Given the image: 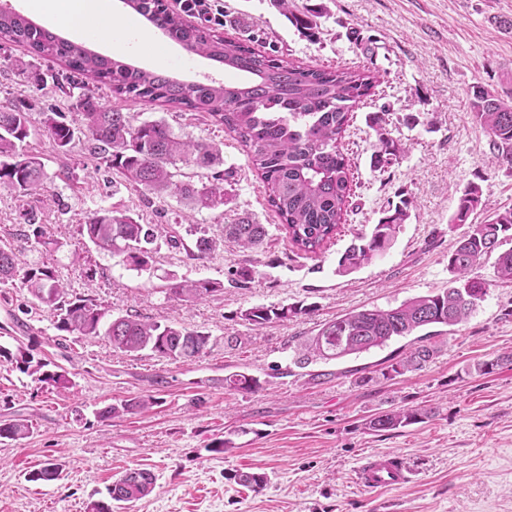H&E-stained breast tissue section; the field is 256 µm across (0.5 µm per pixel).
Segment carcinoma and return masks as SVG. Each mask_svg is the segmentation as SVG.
I'll return each mask as SVG.
<instances>
[{"label": "carcinoma", "mask_w": 512, "mask_h": 512, "mask_svg": "<svg viewBox=\"0 0 512 512\" xmlns=\"http://www.w3.org/2000/svg\"><path fill=\"white\" fill-rule=\"evenodd\" d=\"M271 2L300 35L310 40L318 37L323 6L299 10L294 0ZM128 3L136 14L188 52L254 79L246 85L184 83L103 57L12 12L0 11V41L19 44L26 48L27 55L57 63L72 74L85 75L134 102L208 113L246 148L253 168L269 190L268 203L292 245L305 254L318 253L336 236L347 212L351 182L341 140L350 114L375 87V74L369 69L287 63L189 24L170 10L165 0ZM470 105L476 121L493 137L496 154L492 163L512 167V99L475 86ZM71 111L76 115V127L66 122L60 112L51 109L41 113L42 133L54 150L69 152L79 133L98 163L122 174L149 203L166 195L176 196L198 210L224 203L223 184L177 182L172 172L179 162L206 168L221 163L217 144L181 138L163 120L135 125L128 113L108 108L92 91L73 100ZM369 123L378 135L371 163L374 169L383 170L397 160L401 145L386 132L379 115L370 117ZM31 129L25 100L0 105V186L41 203L46 179L44 164L35 154L19 152ZM410 205L411 200L406 197L389 205L371 234L359 236L344 250L338 260V273L350 274L386 252L408 220ZM482 205V187L476 183L467 185L452 222L466 223ZM79 228L92 244L112 252L137 271L150 269L154 244L165 231L161 224H141L127 212L114 208L87 213ZM267 235L265 225L249 216L224 225L225 238L243 250L261 247ZM511 239L512 209L497 211L485 222L472 225L448 255V267L457 274L448 287L411 298L395 308L354 310L337 317L303 340L296 364L304 367L318 360H339L382 347L394 337L411 336L427 326L462 323L487 294L485 282L469 277L474 267L494 254L496 276L512 282V249L499 250L503 242ZM15 282L53 317L58 331L78 336L100 334L107 314L101 304L90 296L71 295L52 266L19 268L13 250L0 246V284ZM170 291L185 302H197L217 291V286L208 280H181L172 284ZM307 312L299 304L256 305L241 311L240 316L249 324L262 327ZM105 336L112 348L121 352L149 350L158 357L182 362L205 353L211 341L205 332L133 315L113 318ZM433 355L432 347L420 345L391 366V371L400 375L420 369ZM3 361L60 391L73 387L67 375L45 370L48 363L35 357L30 348L20 346L13 352L0 345V362ZM259 386L257 377L243 372L224 377V387L230 390L251 391ZM151 404L149 397L134 398L106 408L103 415L132 413ZM423 417L424 412L418 408L383 411L369 421V429L386 432L418 423ZM29 433V425L22 421L0 423V439L19 440ZM118 482L111 496L123 502L147 496L154 485L152 481L145 482L139 469L126 472Z\"/></svg>", "instance_id": "1"}]
</instances>
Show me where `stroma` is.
<instances>
[{
	"label": "stroma",
	"instance_id": "obj_1",
	"mask_svg": "<svg viewBox=\"0 0 512 512\" xmlns=\"http://www.w3.org/2000/svg\"><path fill=\"white\" fill-rule=\"evenodd\" d=\"M323 2L318 39L302 37L270 0H218L243 26L220 34L272 57L302 66L373 71L378 82L354 111L342 140L351 165L352 195L344 222L321 251L298 252L267 203L265 186L245 151L205 112L136 103L104 92L102 101L130 113L134 122L165 120L175 135L220 144L221 164L177 165L178 179L224 178L221 206L197 211L173 197L147 205L114 171L101 169L85 140L57 153L33 132L23 153L38 155L47 174L49 204L0 186V245L11 247L19 267L55 266L71 293L90 295L111 315L174 321L209 333L210 347L192 361H171L145 350L113 351L105 336H59L52 316L23 288L0 287V345L32 348L74 381L67 394L0 365V421L31 424L28 437L0 441V512H88L107 500V488L131 469L155 476L146 497L116 504L112 512H512V365L481 375L477 363L512 353V282L496 278L492 261L477 269L488 293L463 323L439 328L436 352L422 368L395 374L392 364L417 345L396 337L387 345L296 367V349L323 324L353 310L390 309L447 287L448 255L469 224L491 211L512 208V169L492 165L487 131L470 109V91L481 84L512 97V0H295ZM22 47L0 43V103L29 101L33 122L47 108L73 119L70 100L56 86L69 78L73 93L90 88L83 76L33 62L50 74L42 90L11 62ZM125 62L165 71L184 82H248L212 61L172 45L164 61L128 54ZM384 113L386 129L404 151L383 171L373 169L377 140L367 116ZM420 115L419 125L403 117ZM68 178H58L59 170ZM482 186L486 205L468 224L452 223L469 183ZM412 200L410 217L391 247L356 272L336 271L340 255L360 233L370 232L398 193ZM117 207L143 224L178 232L183 248L156 242L152 267L136 271L94 247L79 224L90 211ZM52 239L43 248L19 236L28 217ZM248 216L264 224L263 247L239 249L224 238L225 225ZM212 238L206 257L187 256L195 228ZM246 266L248 287L228 282L229 268ZM95 270L87 281V270ZM209 280L219 289L205 300L184 302L170 291L182 280ZM303 303L311 311L256 327L240 317L251 306ZM238 337L227 347V337ZM246 372L261 382L254 391H229L224 378ZM137 397L151 407L100 418L102 409ZM423 408L422 422L383 433L365 424L374 414ZM221 439L233 446L217 453ZM377 452L398 455L410 483L368 492L355 482L358 468ZM59 479L32 482L46 463ZM243 472L263 473L264 487H243Z\"/></svg>",
	"mask_w": 512,
	"mask_h": 512
}]
</instances>
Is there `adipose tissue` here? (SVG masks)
<instances>
[{
    "instance_id": "1",
    "label": "adipose tissue",
    "mask_w": 512,
    "mask_h": 512,
    "mask_svg": "<svg viewBox=\"0 0 512 512\" xmlns=\"http://www.w3.org/2000/svg\"><path fill=\"white\" fill-rule=\"evenodd\" d=\"M30 6L37 14L60 20L72 33L109 41L120 53L166 51L132 22L114 17L109 0H31Z\"/></svg>"
}]
</instances>
